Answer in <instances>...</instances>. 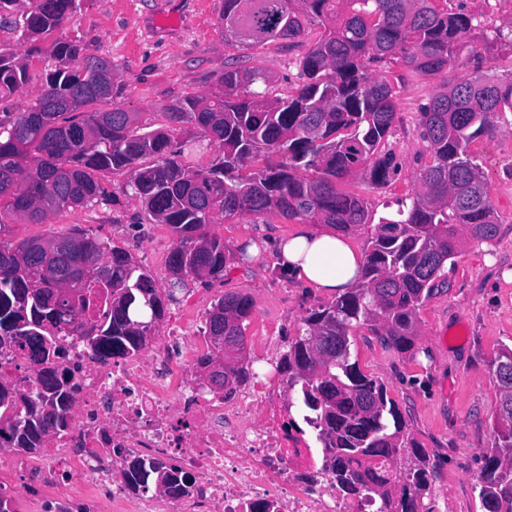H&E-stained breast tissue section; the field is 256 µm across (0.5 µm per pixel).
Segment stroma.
<instances>
[{
  "instance_id": "obj_1",
  "label": "stroma",
  "mask_w": 512,
  "mask_h": 512,
  "mask_svg": "<svg viewBox=\"0 0 512 512\" xmlns=\"http://www.w3.org/2000/svg\"><path fill=\"white\" fill-rule=\"evenodd\" d=\"M224 0H85L61 35L90 44L94 54L112 60L123 93L116 106L141 113L148 126L165 127L173 99L201 95L223 72L231 54L221 39L218 19ZM302 48L271 44L247 52L244 66L271 69L282 94L298 82L295 62ZM399 120L385 149L395 172L388 184L366 176L345 180L344 190L367 200L376 214L393 213L414 191L415 179L431 161L417 112L436 91L438 79L392 68ZM500 231L491 242L471 241L445 264L433 295L417 311L420 334L411 350L385 345L366 325L350 331L351 353L360 370L381 382L401 413L409 433L429 457L428 512H482L475 491L483 454L491 444L499 390L490 362L502 345L512 346V121L474 141ZM124 172L106 174L102 185L111 202L62 211L42 224H11L0 238L47 239L80 228L125 249L135 263L166 286L167 258L174 234L169 225L149 221L139 199L126 189ZM293 228L278 213L244 216L213 225L233 255L223 277L189 281L176 289L164 320L198 321L227 293L251 295L255 308L246 322V356L257 353L254 337L271 339L281 358L298 336L311 309L331 295L297 284L275 263L272 250L258 256L244 250Z\"/></svg>"
}]
</instances>
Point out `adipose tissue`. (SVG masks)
Returning a JSON list of instances; mask_svg holds the SVG:
<instances>
[{
	"label": "adipose tissue",
	"instance_id": "ef3b65f1",
	"mask_svg": "<svg viewBox=\"0 0 512 512\" xmlns=\"http://www.w3.org/2000/svg\"><path fill=\"white\" fill-rule=\"evenodd\" d=\"M275 259L292 279L327 294L354 287L364 262L350 239L308 224L279 239Z\"/></svg>",
	"mask_w": 512,
	"mask_h": 512
}]
</instances>
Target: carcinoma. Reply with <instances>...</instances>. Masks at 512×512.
Instances as JSON below:
<instances>
[{"label": "carcinoma", "instance_id": "carcinoma-1", "mask_svg": "<svg viewBox=\"0 0 512 512\" xmlns=\"http://www.w3.org/2000/svg\"><path fill=\"white\" fill-rule=\"evenodd\" d=\"M20 2L0 0V20L20 34L26 57L47 54L54 69L24 108L0 110V214L39 224L65 208L106 203L110 193L100 175L123 171L145 214L169 225L175 242L164 293L124 249L83 231L0 240V343L20 340L40 364L52 330L72 328L103 356L139 351L186 278L224 276V240L208 231L211 225L268 211L338 232L374 220L359 285L303 319L281 366L288 387H300L303 405L315 412L343 487L353 494L367 489L388 512H424L422 457L414 464L398 457L416 444L383 384L351 360L349 332L368 323L387 345L412 348L416 310L460 240L498 236L487 191L474 192L483 175L469 145L512 113V83L484 71L482 56L468 48L465 36L480 25L478 16L444 12L436 0H224L218 24L228 48L300 46L308 26L321 22L323 34L299 58L300 84L277 96L270 70L230 64L205 94L173 100L166 128L150 129L137 124L135 112L97 108L121 93L115 66L56 35L84 0H34L26 9ZM491 40L512 47V18L491 31ZM465 52L475 62L472 73L443 81L418 112L432 160L416 178L411 203L374 218L361 197L338 187L356 171L385 185L394 171L391 153L381 148L399 120L396 91L371 66L395 63L442 77ZM30 81L28 65L0 50V100ZM486 82L492 85L487 97ZM185 124L218 147L209 168L190 165L187 142L178 139ZM253 307L249 295H224L207 313L208 336L243 341ZM491 367L498 424L476 490L483 512H512V348L503 346ZM229 372L230 383L219 381L215 389L247 381L244 358ZM68 399L54 370L41 371L32 392L0 386V434L14 449L38 452L48 433L67 427ZM375 460L395 462L402 476L376 472ZM126 476L135 491L151 478L173 493L189 484L188 477L140 459Z\"/></svg>", "mask_w": 512, "mask_h": 512}]
</instances>
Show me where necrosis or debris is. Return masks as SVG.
<instances>
[{"label": "necrosis or debris", "instance_id": "obj_1", "mask_svg": "<svg viewBox=\"0 0 512 512\" xmlns=\"http://www.w3.org/2000/svg\"><path fill=\"white\" fill-rule=\"evenodd\" d=\"M54 344L42 366L17 344L0 345V384L34 389L46 367L70 390L68 428L44 438L39 460H13L48 491L80 480L84 497L52 499V512H100L103 492L112 512H379L377 502L339 487L330 452L308 440L314 423L299 415L289 428L280 368L226 393L211 390L200 369L211 350L203 328L167 325L151 348L108 356L71 330L56 332ZM131 457L188 472L189 491H130Z\"/></svg>", "mask_w": 512, "mask_h": 512}]
</instances>
